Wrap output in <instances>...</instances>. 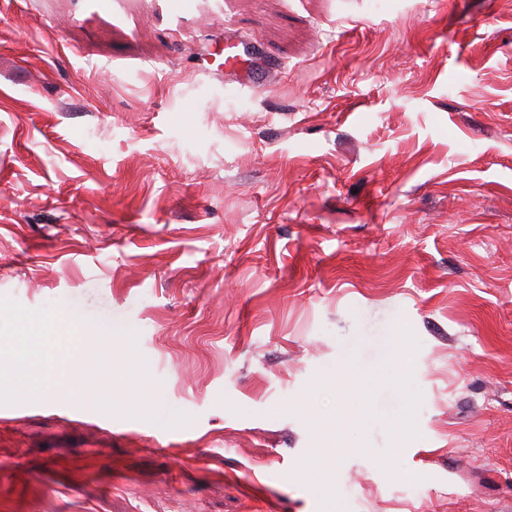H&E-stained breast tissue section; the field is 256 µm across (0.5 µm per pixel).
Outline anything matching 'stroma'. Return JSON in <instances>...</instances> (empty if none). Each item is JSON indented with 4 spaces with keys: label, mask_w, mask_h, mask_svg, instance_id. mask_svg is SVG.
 Returning <instances> with one entry per match:
<instances>
[{
    "label": "stroma",
    "mask_w": 512,
    "mask_h": 512,
    "mask_svg": "<svg viewBox=\"0 0 512 512\" xmlns=\"http://www.w3.org/2000/svg\"><path fill=\"white\" fill-rule=\"evenodd\" d=\"M21 314L132 347L108 410L0 368V512H512V0H0V348ZM237 48L238 43L224 45V75L234 76L240 86L253 90L260 88L264 84L266 74L276 69V62L269 59L262 46L257 43L251 46L248 60L241 59ZM242 61L247 62V66L240 71ZM324 383L333 385L353 400L361 398L369 388L367 378L350 373L347 367L338 370L332 378L325 379ZM349 451L365 452L366 448H352L344 438L333 436L329 428H324L319 436L317 448H313V466L301 473V478L315 486L326 496L331 497L333 484L336 489V479L333 478L334 463Z\"/></svg>",
    "instance_id": "1"
}]
</instances>
